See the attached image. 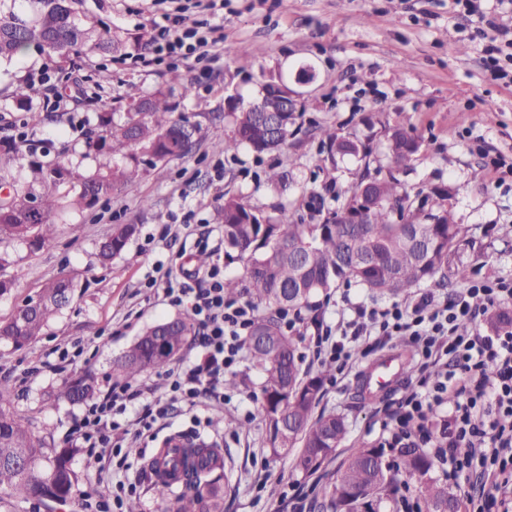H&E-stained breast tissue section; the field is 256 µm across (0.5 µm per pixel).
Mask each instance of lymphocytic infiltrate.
<instances>
[{
    "label": "lymphocytic infiltrate",
    "mask_w": 512,
    "mask_h": 512,
    "mask_svg": "<svg viewBox=\"0 0 512 512\" xmlns=\"http://www.w3.org/2000/svg\"><path fill=\"white\" fill-rule=\"evenodd\" d=\"M457 17H477V34L486 42L484 60L503 72L512 65V0H450ZM217 27L165 16L153 22L148 49L139 62L146 67H205L223 42ZM182 253L155 266L145 286L162 291L169 306L186 309L194 322L190 356L165 373L167 397L154 395L147 383L116 382L75 419L72 433L86 452L124 465L128 441L154 438V426L173 403L186 412L224 403V371L233 366L256 315L247 302L224 295V267L186 269ZM482 299L474 308L472 299ZM512 303V280L500 278L464 284L444 301L424 296L414 304L358 307L353 319L337 326L320 325L313 342L314 360L339 361L346 355L344 338L375 344L408 338L420 361L417 388L405 389L390 415L391 448H430L444 475L457 483L477 479L479 491L468 501L493 504L512 512V333L474 329L479 313ZM449 405L438 432L427 424L441 405Z\"/></svg>",
    "instance_id": "f902f5d3"
}]
</instances>
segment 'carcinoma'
<instances>
[{
    "mask_svg": "<svg viewBox=\"0 0 512 512\" xmlns=\"http://www.w3.org/2000/svg\"><path fill=\"white\" fill-rule=\"evenodd\" d=\"M84 2L0 0V65L10 64L30 46L61 62L81 53H123L140 43L138 37L130 41L108 30L85 11ZM282 84L288 85V77L281 73L263 77V92L257 98L239 102L223 115L177 113L163 91L128 103L118 119L112 112H100L99 132L87 137L86 148L109 159L120 156L123 162L107 161L86 176H74L60 162H34L28 179L20 183L12 174L10 157L0 158V182L13 187L8 198L0 200V247L21 242L33 250L41 249L57 235L54 217L59 210L91 208L113 192L133 187L145 167L192 157L204 128L223 117L232 125L231 134L224 137V152L234 155L246 148L258 155H278L299 128L301 113H286L282 134L273 139L254 120L252 109L276 106ZM30 92V84L20 82L11 96L18 106L27 108V120L36 126L46 116L29 107ZM319 134L330 162L350 158L369 166L368 141L333 126L320 127ZM385 137L398 167L408 166L422 147L413 131L404 127L387 128ZM75 181L78 189L60 193L61 187ZM371 181L377 203L365 224H342L335 211L319 224H306L286 209L266 213L235 195L224 197L219 207L225 255L243 262L247 274L243 287L234 278H224V294L234 299L245 295L265 308L251 325L246 343L254 366L264 376L261 409L266 445L278 457H293L294 469L304 475L316 473L334 456L349 430L341 416L315 414L334 365L325 363L316 373L301 376L296 342L283 330L280 312L310 309L314 298L328 295L341 284H354L376 297L405 299L416 287L447 288L448 275L461 279L466 274L463 264L454 263L464 239L461 225L455 223L446 205L447 195H426L415 207L394 175L381 178L368 172L350 195ZM137 233L136 224L106 227L95 254L97 265L110 268ZM77 287L76 277L63 271L48 278L37 297L0 321V344L22 348L35 342L67 306ZM170 322L174 327L167 329L162 322L143 331L116 362L118 376L134 380L170 362L192 332L187 314ZM489 324L512 333V311L500 310ZM161 331L168 347L164 354L156 352L154 343ZM94 394L92 377L79 375L65 381L56 398L90 401ZM12 406L11 390L0 385V487L26 499L67 500L74 485L71 449L63 448L44 460V443ZM149 466L162 472V480L155 485L161 500H167L173 488L180 489L166 512H224V494L217 477L227 471L223 449L206 442L160 448ZM433 469V458L420 448L401 449L396 462L385 461L382 448H354L334 481L323 488L318 507L320 512H377L372 505L394 496L399 476L405 474L417 480L423 508L464 512L461 497L433 478Z\"/></svg>",
    "mask_w": 512,
    "mask_h": 512,
    "instance_id": "cac0c4a2",
    "label": "carcinoma"
}]
</instances>
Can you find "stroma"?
<instances>
[{"mask_svg":"<svg viewBox=\"0 0 512 512\" xmlns=\"http://www.w3.org/2000/svg\"><path fill=\"white\" fill-rule=\"evenodd\" d=\"M85 6L114 28L144 34L150 20L161 19L171 4L85 0ZM223 14L224 40L215 61L208 70L185 72L191 95L169 86L166 66L145 68L132 55L83 56L70 65L83 96L65 97L50 120L28 129L26 142L17 146L12 163L17 181L26 179L32 160L60 155L74 171L88 174L98 167L83 147L96 129V113L122 112L129 100L159 90L169 91L178 111L222 113L227 95L257 96L263 75L278 70L292 75L302 65L315 72L313 82L301 89L302 127L288 141L295 163L288 190H277L266 180L273 157L246 149L225 154L224 137L231 126L217 122L191 159L157 164L134 187L113 193L92 210L57 213L56 238L37 252L24 244L9 245L12 263L6 274L15 287L0 298V319L36 296L60 270L73 272L79 281L72 303L35 343L19 351L0 348V383L10 388L15 412L29 420L47 450L67 445L69 428L83 409L79 402L54 400L63 381L88 370L97 389H105L115 380L114 361L134 340L152 324L177 316L162 296L142 287L155 263L168 256L157 240L162 225L180 239L194 231L221 240L218 207L228 191L271 214L288 208L309 224L320 223L327 210L343 204L362 168L350 159L330 164L321 151L320 126L370 138L371 169L394 171L409 193L437 189L447 194L455 221L471 242L460 253L468 279L512 278V180L499 182L480 155L484 149L512 150V80L491 76L481 61V43L459 30L457 18L448 14V0H224ZM242 45L254 52L244 70L234 55ZM103 69L111 71L112 81L100 86L96 75ZM41 70L51 79L34 89L31 106L42 111L58 87L55 63L30 48L0 68V126L22 124L25 112L13 102L12 86ZM392 126L411 128L424 141L404 169H394L386 153L385 130ZM143 199L150 201L149 209H141ZM129 222L138 224L137 236L110 269L96 267L94 253L104 227ZM93 338L100 344L98 351L60 366L61 351ZM391 348L388 342L372 346L335 369L325 385L320 408L346 418L347 447L379 445L380 412L394 407L401 396L396 388L375 398L362 390L364 369ZM236 374L237 387L225 390L223 407L209 413L210 424L197 426L190 415L174 413L160 422L154 441L131 448L118 471L108 470L107 460L76 452V483L68 502L23 501L0 488V512H84L83 495L120 481L139 484V512H164L147 463L174 436L201 437L228 452L224 512H277L287 493L300 495L302 505H309L335 478L337 462L305 476L291 460L273 456L261 415L262 374L246 358Z\"/></svg>","mask_w":512,"mask_h":512,"instance_id":"35a3bbf8","label":"stroma"}]
</instances>
